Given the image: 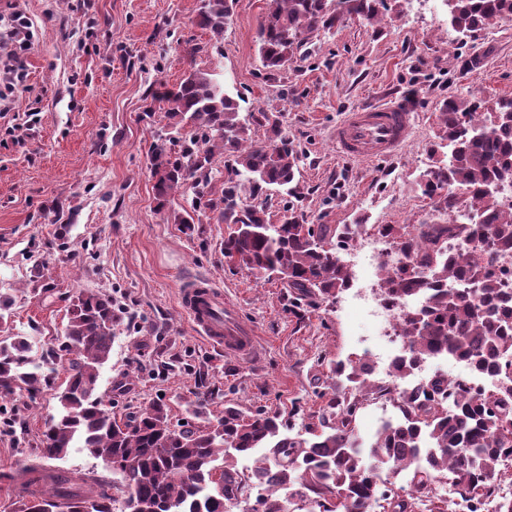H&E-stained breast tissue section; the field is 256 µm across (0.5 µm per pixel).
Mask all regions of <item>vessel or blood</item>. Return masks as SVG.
<instances>
[{
    "mask_svg": "<svg viewBox=\"0 0 512 512\" xmlns=\"http://www.w3.org/2000/svg\"><path fill=\"white\" fill-rule=\"evenodd\" d=\"M410 128L409 109L392 104L355 109L336 125V151L358 161L383 160L399 151ZM180 301L197 334L212 348L243 361L255 356L258 342L254 329L225 303L222 291L207 281L195 280L183 287Z\"/></svg>",
    "mask_w": 512,
    "mask_h": 512,
    "instance_id": "vessel-or-blood-1",
    "label": "vessel or blood"
}]
</instances>
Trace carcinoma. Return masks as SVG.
<instances>
[{
  "label": "carcinoma",
  "instance_id": "1",
  "mask_svg": "<svg viewBox=\"0 0 512 512\" xmlns=\"http://www.w3.org/2000/svg\"><path fill=\"white\" fill-rule=\"evenodd\" d=\"M237 0H201L194 24L214 37L224 34ZM393 0H267L258 31L263 68L274 75L286 68L302 45L301 35L331 29L345 15L369 25L392 10ZM456 31L466 37L507 18L512 0H444ZM151 99L166 106L174 137H157L151 172L157 206L192 186L193 211H207L230 231L224 255L256 276L279 272L297 298L336 299L351 286L348 265L337 245L353 239L360 224H308L294 203L303 191L299 155L288 136L284 115L261 110L243 116L239 104L214 72L190 70L175 87L165 84ZM476 101L449 99L437 115L432 164L419 175L422 195L440 214L456 211V190L468 195L478 222L471 224H382L379 230L402 252L403 260L380 278V291L401 301L421 294L424 304L402 314L405 355L394 374L409 377L421 362L450 356L473 371L500 376L496 390L475 394L465 383L435 373L398 393L400 416L384 426L368 448L359 445L355 418L360 398L384 390L369 379L361 359L328 363L329 395L318 416L298 430L281 433L278 415L224 408L216 422L171 425L167 406L151 402L118 419L96 394L101 368L109 361L113 329L122 309L112 296L82 292L69 307L54 358L65 373L57 395L58 415L42 433L35 458L15 472L0 474L14 493V512H230L243 492H256L251 512H281V504L320 512H370L387 502L391 512H448V499L435 492V480L449 481L469 512H512V500L495 501L505 462L512 460V295L501 287L494 264L512 251V202L491 192L512 184V97L494 102L491 116ZM263 137L254 138L255 130ZM452 147L451 160L438 159ZM224 154L221 190H215L212 163ZM279 193L286 221L273 224L268 192ZM465 236L485 245L483 254L456 256L448 242ZM464 278L476 295L448 288ZM14 299L0 293V398L27 391L34 398L51 379L30 356L27 336L11 332ZM81 448L99 462L108 460L115 481L78 484L45 465ZM253 466L238 467L239 459ZM222 464H217V461ZM405 475L403 494L381 489L379 471Z\"/></svg>",
  "mask_w": 512,
  "mask_h": 512
}]
</instances>
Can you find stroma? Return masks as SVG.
Listing matches in <instances>:
<instances>
[{
	"mask_svg": "<svg viewBox=\"0 0 512 512\" xmlns=\"http://www.w3.org/2000/svg\"><path fill=\"white\" fill-rule=\"evenodd\" d=\"M265 0H238L221 39L194 23L199 0H0V14L32 22L20 60L28 72L12 113L38 112L32 130L0 142V291L15 300L13 332L31 338L33 361L55 383L66 373L51 357L79 292L112 295L123 309L98 392L112 410L162 400L172 423L214 419L234 406L276 412L301 427L325 404L327 360L359 359L372 322L348 307L295 302L283 280L256 278L225 262L228 228L195 213L193 234L172 216L190 209L191 189L168 211L155 208L149 149L169 132L150 93L176 86L190 69L217 70L241 111L283 113L298 150L311 224H421L440 216L418 186L431 163L442 101L512 96V22L465 38L443 0H397L381 23L349 16L308 33L288 68L267 76L258 52ZM486 53L476 71L461 59ZM376 103L410 107L412 128L387 161L337 154L331 130L342 113ZM70 225L61 243L60 225ZM46 264L49 291L32 290ZM210 281L254 327L260 357L225 359L196 335L181 307L185 282ZM0 472L38 452L59 403L53 391L0 400Z\"/></svg>",
	"mask_w": 512,
	"mask_h": 512,
	"instance_id": "35a3bbf8",
	"label": "stroma"
}]
</instances>
